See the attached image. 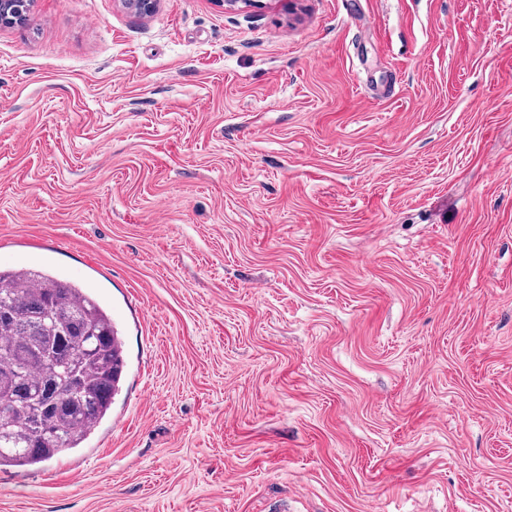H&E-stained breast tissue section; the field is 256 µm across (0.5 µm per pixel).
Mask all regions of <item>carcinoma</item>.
<instances>
[{"label": "carcinoma", "instance_id": "obj_1", "mask_svg": "<svg viewBox=\"0 0 512 512\" xmlns=\"http://www.w3.org/2000/svg\"><path fill=\"white\" fill-rule=\"evenodd\" d=\"M124 368L112 318L86 289L42 270L0 269V470L83 447Z\"/></svg>", "mask_w": 512, "mask_h": 512}]
</instances>
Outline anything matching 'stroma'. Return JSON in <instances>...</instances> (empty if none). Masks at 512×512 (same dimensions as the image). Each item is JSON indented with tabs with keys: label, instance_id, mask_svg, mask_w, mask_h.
I'll return each instance as SVG.
<instances>
[{
	"label": "stroma",
	"instance_id": "stroma-1",
	"mask_svg": "<svg viewBox=\"0 0 512 512\" xmlns=\"http://www.w3.org/2000/svg\"><path fill=\"white\" fill-rule=\"evenodd\" d=\"M17 266L126 365L0 512H512V0H34Z\"/></svg>",
	"mask_w": 512,
	"mask_h": 512
}]
</instances>
